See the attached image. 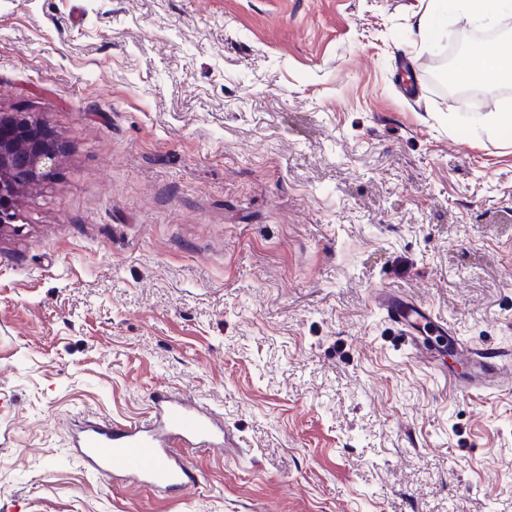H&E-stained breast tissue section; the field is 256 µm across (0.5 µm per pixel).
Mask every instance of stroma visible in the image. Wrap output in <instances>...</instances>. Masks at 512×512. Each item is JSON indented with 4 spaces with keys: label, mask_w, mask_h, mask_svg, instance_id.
Returning a JSON list of instances; mask_svg holds the SVG:
<instances>
[{
    "label": "stroma",
    "mask_w": 512,
    "mask_h": 512,
    "mask_svg": "<svg viewBox=\"0 0 512 512\" xmlns=\"http://www.w3.org/2000/svg\"><path fill=\"white\" fill-rule=\"evenodd\" d=\"M0 0V110L59 166L0 236V512H512V93L440 80L452 0ZM446 324L413 346L378 294ZM224 418L161 496L71 447L156 393ZM459 358L469 364L471 371L467 378L459 380L461 391L470 396H483L498 381L501 372V352L496 348L461 344Z\"/></svg>",
    "instance_id": "1"
}]
</instances>
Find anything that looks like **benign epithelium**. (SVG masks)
<instances>
[{"label": "benign epithelium", "instance_id": "benign-epithelium-1", "mask_svg": "<svg viewBox=\"0 0 512 512\" xmlns=\"http://www.w3.org/2000/svg\"><path fill=\"white\" fill-rule=\"evenodd\" d=\"M61 144L28 112L0 111V236L13 227L21 197L56 165Z\"/></svg>", "mask_w": 512, "mask_h": 512}]
</instances>
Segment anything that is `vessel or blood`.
<instances>
[{
    "label": "vessel or blood",
    "instance_id": "vessel-or-blood-1",
    "mask_svg": "<svg viewBox=\"0 0 512 512\" xmlns=\"http://www.w3.org/2000/svg\"><path fill=\"white\" fill-rule=\"evenodd\" d=\"M458 355L471 368L467 378L459 381L460 390L475 397L485 395L501 376V352L462 344ZM223 439L224 428L212 410L161 392L154 400L153 421L122 428L91 423L82 428L75 446L100 475L180 491L193 483L194 474L172 454V447L178 443L215 447Z\"/></svg>",
    "mask_w": 512,
    "mask_h": 512
}]
</instances>
